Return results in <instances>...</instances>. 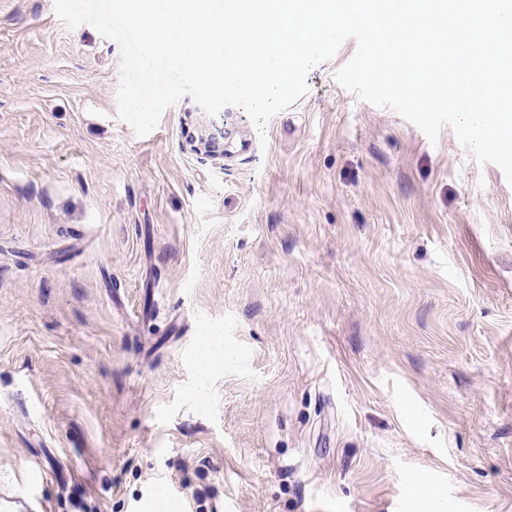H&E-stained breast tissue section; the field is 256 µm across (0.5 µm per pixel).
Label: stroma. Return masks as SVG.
Instances as JSON below:
<instances>
[{"instance_id":"obj_1","label":"stroma","mask_w":512,"mask_h":512,"mask_svg":"<svg viewBox=\"0 0 512 512\" xmlns=\"http://www.w3.org/2000/svg\"><path fill=\"white\" fill-rule=\"evenodd\" d=\"M355 50L264 126L226 107L215 161L191 97L137 136L116 43L0 0V492L512 512V184L342 87ZM220 135L223 140L222 143H220L218 137L213 133L201 134L195 139L192 137L191 141L193 143L194 151L212 159H223L224 156L227 157L230 155V152L227 149L229 141L226 142L224 140H226V138L229 139V137L226 136L228 133L220 132ZM198 364L202 376L224 364V340L218 336H203L198 352Z\"/></svg>"}]
</instances>
